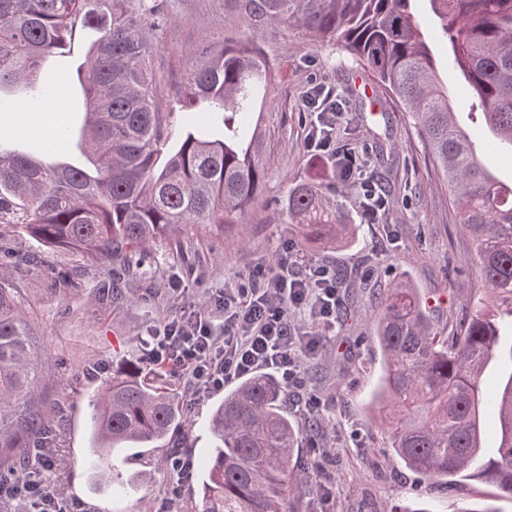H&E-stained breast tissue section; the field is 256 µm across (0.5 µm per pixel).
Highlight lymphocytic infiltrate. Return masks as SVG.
<instances>
[{
  "instance_id": "lymphocytic-infiltrate-1",
  "label": "lymphocytic infiltrate",
  "mask_w": 512,
  "mask_h": 512,
  "mask_svg": "<svg viewBox=\"0 0 512 512\" xmlns=\"http://www.w3.org/2000/svg\"><path fill=\"white\" fill-rule=\"evenodd\" d=\"M336 305L335 273L297 255L270 279L220 290L216 307L224 313L223 324L196 313L166 323L151 335L147 361H174L195 394L262 368L275 369L284 389H297L303 384L300 354L316 339L302 332L295 315L305 309L329 322ZM52 469V452L42 448L30 467L15 474L11 491L21 512H71L49 478Z\"/></svg>"
}]
</instances>
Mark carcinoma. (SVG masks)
Returning <instances> with one entry per match:
<instances>
[{
  "instance_id": "cac0c4a2",
  "label": "carcinoma",
  "mask_w": 512,
  "mask_h": 512,
  "mask_svg": "<svg viewBox=\"0 0 512 512\" xmlns=\"http://www.w3.org/2000/svg\"><path fill=\"white\" fill-rule=\"evenodd\" d=\"M415 2L225 0L230 32L200 46L187 76L172 84L164 65H155L158 33L172 21L165 0H0V108L41 97L44 66L70 53L76 35L94 33L76 68L86 107L78 145L88 165L57 160L68 134L39 152L0 148V237L20 224L45 246L109 265L183 227L237 223L265 177L262 134L247 121L254 96L272 79L261 42L288 27L344 47L413 120L483 290L442 328L405 283L377 299L375 337L384 355L377 398L390 448L428 481L477 479L512 497V371L495 396L508 408L491 455L482 446L488 398L481 388L502 350L500 321L512 320V184L491 174L455 125ZM428 2L486 125L512 150V0ZM169 101L211 118L175 131ZM288 211L309 242L340 244L352 233L323 207L315 185L294 187ZM18 291L0 277V465L8 473L26 465L48 414L33 362L39 337ZM189 422L159 374L136 361L112 369L88 420L91 481L98 489L118 482L117 445L162 440ZM210 431L201 512H290L291 457L302 430L288 418L279 384L265 373L245 378L214 409Z\"/></svg>"
}]
</instances>
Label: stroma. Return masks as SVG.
<instances>
[{
	"instance_id": "1",
	"label": "stroma",
	"mask_w": 512,
	"mask_h": 512,
	"mask_svg": "<svg viewBox=\"0 0 512 512\" xmlns=\"http://www.w3.org/2000/svg\"><path fill=\"white\" fill-rule=\"evenodd\" d=\"M173 13L176 22L160 40L162 57L174 61L166 78L176 83L202 38L223 37L224 0H174ZM416 17L448 87L456 122L480 145L495 175L511 182L512 151L488 132L470 83L448 59V39L428 0H418ZM265 49L273 80L255 98L251 114L252 124L266 133L265 181L240 224L221 231L187 228L179 239L156 240L141 266L127 271L76 251L47 248L25 232L9 236L0 247V276L19 281L20 306L45 344L37 362L46 377L41 395L50 406L52 482L73 512H194L213 448L208 424L223 391L192 395L174 362L160 365L192 424L152 444L115 449L112 461L120 473L151 479L135 490L90 488L89 401L111 377L113 365L146 358V340L159 325L189 306L213 309L219 289L246 285L255 274L271 275L278 253L289 245L334 272H347L351 281L337 291L345 320L327 326L306 315L299 319L319 343L302 356L305 385L287 393L288 416L307 424L304 402L319 397L323 449L315 451L305 437L294 451L303 482L291 502L294 512H418L422 507L512 512V499L491 484L430 482L407 468L370 411L382 365L374 340L375 299L382 289L392 281L412 284L433 320L443 324L460 314L461 299L478 292L464 261L465 239L448 210V193L411 120L377 87L376 75L339 45L287 30L268 36ZM40 80L51 88V101H39L33 112L21 107L0 112V146L33 142L52 123L79 130L84 97L77 81L61 76L53 64L42 69ZM316 86L345 104L336 139L363 156L367 175L387 196L388 210L379 223L365 216L360 187H342L335 156L308 147L312 116L304 97ZM308 182L320 187L343 223L355 225L346 246L305 241L298 218L288 211V192ZM61 275L74 280V287L59 286ZM175 280L183 281L185 295L171 293ZM176 449L193 463L190 475L178 483L166 468Z\"/></svg>"
}]
</instances>
